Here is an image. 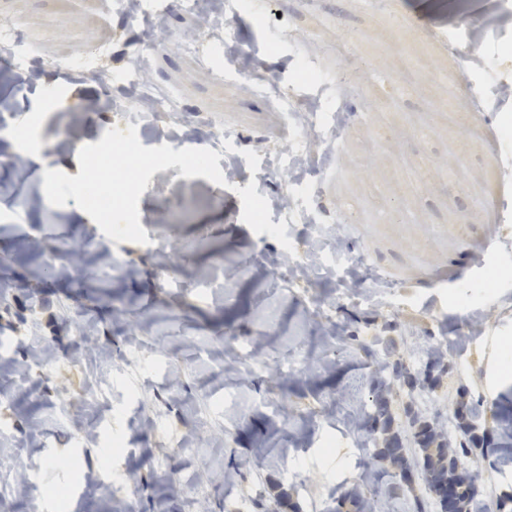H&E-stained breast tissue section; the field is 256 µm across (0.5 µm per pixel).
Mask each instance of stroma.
I'll return each mask as SVG.
<instances>
[{
    "mask_svg": "<svg viewBox=\"0 0 512 512\" xmlns=\"http://www.w3.org/2000/svg\"><path fill=\"white\" fill-rule=\"evenodd\" d=\"M151 2L171 47L138 29L118 33L103 0H0V26L23 36L0 78V385L26 389L0 403V448L27 475L0 512H56L51 483L68 490L69 512H186L193 500L207 512H251L257 499L268 512H336L357 484L399 486L385 510L406 512L425 485L417 475L400 487L395 469L374 465L372 384L398 358L425 370L434 345L446 362L438 384L391 387L393 412L413 407L453 437L467 402L492 435L466 458L485 475L475 498L500 512L512 495V438L500 433L512 421V281L458 294L479 282L476 268L512 269V233L500 230L512 213V139L498 131L512 99L453 62L469 21L493 14L495 0H253L211 39L208 74L175 44L197 13ZM419 3L428 25L409 19ZM102 41L113 44L115 71L147 53L150 81L182 112H152L128 89L78 73ZM237 48L271 88L242 75ZM301 57L327 78L345 71V95L298 83ZM92 100L100 109H88ZM316 100L323 115L345 113L344 136L326 147L328 126L306 139L303 180L286 195L269 150ZM128 118L146 147L211 148L231 131L225 186L177 166L156 171L139 199L145 245L113 241L89 218L75 223L72 202L31 207L29 194L44 191L39 168L78 175L79 148ZM20 146L39 164L16 171ZM246 149L260 158L257 173ZM493 167L503 177L491 194ZM252 181L272 223L293 212L296 251L327 263L279 267L281 244L241 219L236 190ZM347 200L345 223L323 228ZM164 264L177 287H163ZM293 358L308 371L281 373ZM99 384L106 399L94 397ZM110 436L124 446L103 464L98 441Z\"/></svg>",
    "mask_w": 512,
    "mask_h": 512,
    "instance_id": "1",
    "label": "stroma"
}]
</instances>
